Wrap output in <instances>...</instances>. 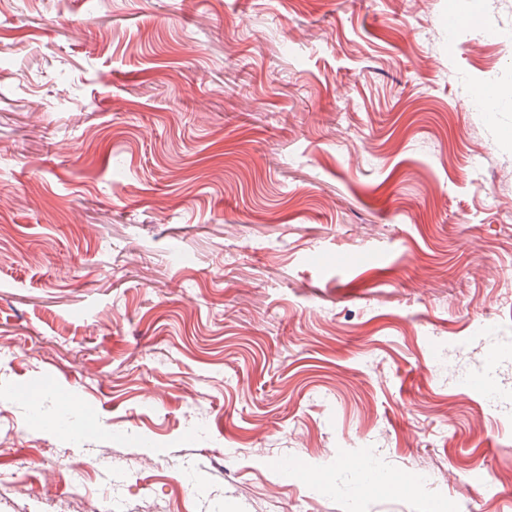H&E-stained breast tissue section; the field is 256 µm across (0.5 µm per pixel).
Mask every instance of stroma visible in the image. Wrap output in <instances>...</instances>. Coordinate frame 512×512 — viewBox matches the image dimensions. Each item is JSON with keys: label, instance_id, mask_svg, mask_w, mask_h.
Here are the masks:
<instances>
[{"label": "stroma", "instance_id": "stroma-1", "mask_svg": "<svg viewBox=\"0 0 512 512\" xmlns=\"http://www.w3.org/2000/svg\"><path fill=\"white\" fill-rule=\"evenodd\" d=\"M1 432L0 512H512V0H0Z\"/></svg>", "mask_w": 512, "mask_h": 512}]
</instances>
